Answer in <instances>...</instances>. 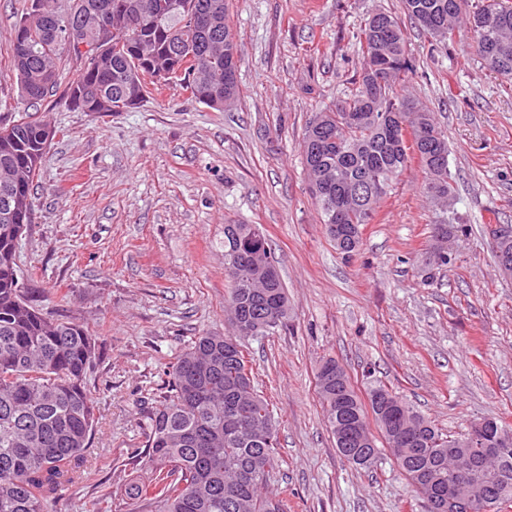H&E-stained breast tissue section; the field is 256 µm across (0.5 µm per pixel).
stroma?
Wrapping results in <instances>:
<instances>
[{
	"mask_svg": "<svg viewBox=\"0 0 512 512\" xmlns=\"http://www.w3.org/2000/svg\"><path fill=\"white\" fill-rule=\"evenodd\" d=\"M30 0H0V116L20 118L6 49ZM400 0H231L239 93L224 111L172 84L136 109L79 112L35 104L59 127L38 177L34 222L17 263L44 305L104 338L88 378L97 427L85 479L56 512H145L125 488L147 479L143 399L164 395L165 364L224 323V227L265 234L288 296L285 326L248 347L281 419L288 512H427L390 448L371 468L338 454L315 388L338 361L359 396L387 386L443 433L495 417L512 425V277L489 228L512 225V83L402 26L416 70L403 93L447 133L453 201L441 210L411 162L342 259L310 196L300 143L311 116L347 96L362 55L356 33ZM464 225L451 265L424 283L432 226Z\"/></svg>",
	"mask_w": 512,
	"mask_h": 512,
	"instance_id": "35a3bbf8",
	"label": "stroma"
}]
</instances>
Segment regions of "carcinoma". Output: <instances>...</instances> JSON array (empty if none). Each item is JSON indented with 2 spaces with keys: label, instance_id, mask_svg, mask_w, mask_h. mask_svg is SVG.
Returning a JSON list of instances; mask_svg holds the SVG:
<instances>
[{
  "label": "carcinoma",
  "instance_id": "cac0c4a2",
  "mask_svg": "<svg viewBox=\"0 0 512 512\" xmlns=\"http://www.w3.org/2000/svg\"><path fill=\"white\" fill-rule=\"evenodd\" d=\"M31 0L6 54L17 73L20 98L33 104L60 86L72 65L65 104L82 112H128L148 86L177 80L198 102L217 111L238 93L225 61L237 56L227 21L229 0ZM404 13L436 41L466 31L469 53L490 73L512 82V0H401ZM82 15L112 24V50L95 57L57 33ZM357 39L363 64L351 93L307 122L301 142L309 190L336 249L356 255L361 226L375 218L393 181L412 160L421 163L423 191L436 201L452 194V174L435 154H449L448 138L431 112L404 98L412 73L400 18L373 13ZM56 129L27 114L0 122V512H50L83 479L81 462L96 427L87 378L101 357L100 337L71 319L44 310L17 279L16 231L32 224L34 181ZM262 231L254 224L224 225V321L229 330L205 333L165 366L168 394L146 411L151 479L136 495L150 512H288V496L263 492L278 466L273 405L254 384L243 329H279L288 298ZM448 266L434 253L425 281ZM317 394L335 447L342 445L336 414L359 433L376 425L398 465L425 501L448 495V439L384 385L367 401L336 362L324 360ZM497 502L512 506V447L498 475L488 477Z\"/></svg>",
  "mask_w": 512,
  "mask_h": 512
}]
</instances>
